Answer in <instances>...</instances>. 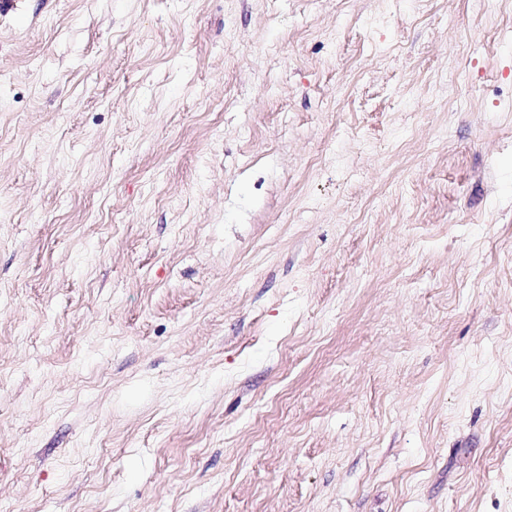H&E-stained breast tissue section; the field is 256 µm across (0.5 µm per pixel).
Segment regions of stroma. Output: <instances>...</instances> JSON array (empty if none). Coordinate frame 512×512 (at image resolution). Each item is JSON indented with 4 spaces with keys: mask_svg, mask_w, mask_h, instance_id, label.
I'll return each instance as SVG.
<instances>
[{
    "mask_svg": "<svg viewBox=\"0 0 512 512\" xmlns=\"http://www.w3.org/2000/svg\"><path fill=\"white\" fill-rule=\"evenodd\" d=\"M0 512H512V0H0Z\"/></svg>",
    "mask_w": 512,
    "mask_h": 512,
    "instance_id": "35a3bbf8",
    "label": "stroma"
}]
</instances>
